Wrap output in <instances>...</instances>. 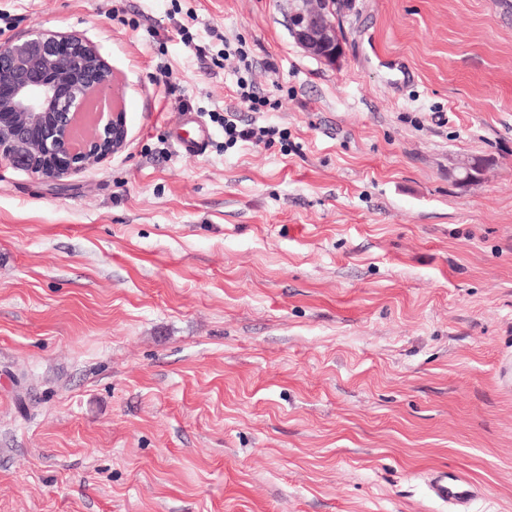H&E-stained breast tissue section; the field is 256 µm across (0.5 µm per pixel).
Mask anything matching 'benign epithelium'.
Returning <instances> with one entry per match:
<instances>
[{
    "mask_svg": "<svg viewBox=\"0 0 512 512\" xmlns=\"http://www.w3.org/2000/svg\"><path fill=\"white\" fill-rule=\"evenodd\" d=\"M333 16L311 0H293L289 32L303 51L332 66L343 45ZM117 96L112 71L82 37L37 33L0 45V164L46 182L98 164L127 142L126 115H101L81 141L73 129L87 99Z\"/></svg>",
    "mask_w": 512,
    "mask_h": 512,
    "instance_id": "benign-epithelium-1",
    "label": "benign epithelium"
}]
</instances>
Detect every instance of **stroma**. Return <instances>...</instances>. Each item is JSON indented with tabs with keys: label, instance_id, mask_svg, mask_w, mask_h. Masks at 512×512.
<instances>
[{
	"label": "stroma",
	"instance_id": "stroma-1",
	"mask_svg": "<svg viewBox=\"0 0 512 512\" xmlns=\"http://www.w3.org/2000/svg\"><path fill=\"white\" fill-rule=\"evenodd\" d=\"M0 21L93 45L128 127L57 183L0 166V512H448L438 469L512 512V0H352L335 66L287 0ZM227 107L287 143L225 147ZM211 138L212 133L200 114L189 109L184 111L181 126L172 133L178 150L189 159L203 155Z\"/></svg>",
	"mask_w": 512,
	"mask_h": 512
}]
</instances>
